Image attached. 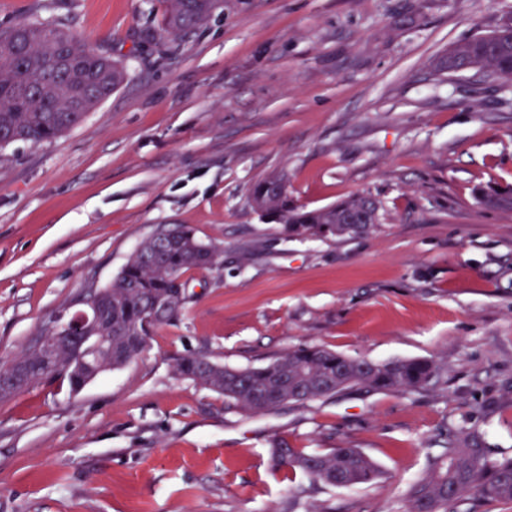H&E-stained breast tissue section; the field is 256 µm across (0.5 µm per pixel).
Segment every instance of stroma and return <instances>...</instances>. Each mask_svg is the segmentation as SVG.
Wrapping results in <instances>:
<instances>
[{"label": "stroma", "instance_id": "1", "mask_svg": "<svg viewBox=\"0 0 512 512\" xmlns=\"http://www.w3.org/2000/svg\"><path fill=\"white\" fill-rule=\"evenodd\" d=\"M164 0H0V29L59 20L127 78L54 141L0 149V361L121 270L161 224L221 249L189 271L181 320L82 390L0 400V512H401L460 425L512 457V81L448 74V48L512 0H225L160 37ZM288 177L299 205L369 194L368 234L292 238L250 203ZM319 345L427 358L433 391L355 390L243 417L176 376L204 354L250 368ZM359 448L383 471L327 488L275 471L277 439Z\"/></svg>", "mask_w": 512, "mask_h": 512}]
</instances>
